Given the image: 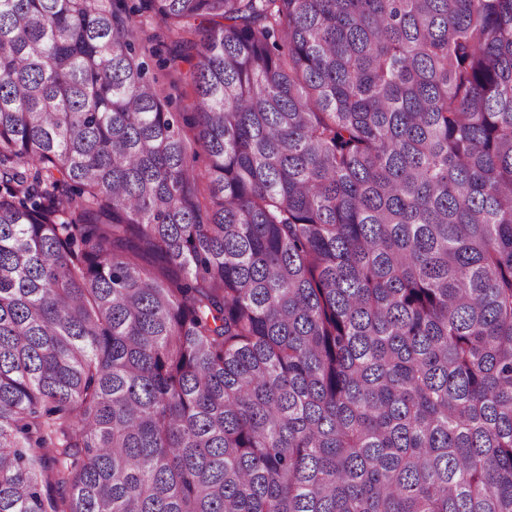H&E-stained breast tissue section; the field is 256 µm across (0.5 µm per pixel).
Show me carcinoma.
Returning <instances> with one entry per match:
<instances>
[{"label":"carcinoma","instance_id":"1","mask_svg":"<svg viewBox=\"0 0 512 512\" xmlns=\"http://www.w3.org/2000/svg\"><path fill=\"white\" fill-rule=\"evenodd\" d=\"M144 2L0 0V512H512V0ZM156 42L143 43L142 52L149 64L154 67L157 74L158 81L156 83L157 89L162 97H165L170 103V109L172 112H182L184 107V97L186 92L189 93L190 89L185 86L177 74L171 73L170 71H159L155 67V59L151 56V51L155 47Z\"/></svg>","mask_w":512,"mask_h":512}]
</instances>
